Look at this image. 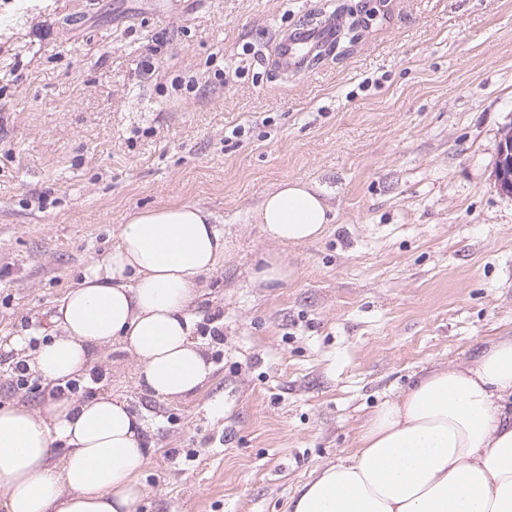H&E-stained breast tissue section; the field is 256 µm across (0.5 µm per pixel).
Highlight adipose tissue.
<instances>
[{
	"instance_id": "ef3b65f1",
	"label": "adipose tissue",
	"mask_w": 512,
	"mask_h": 512,
	"mask_svg": "<svg viewBox=\"0 0 512 512\" xmlns=\"http://www.w3.org/2000/svg\"><path fill=\"white\" fill-rule=\"evenodd\" d=\"M256 220L288 245L319 239L330 217L317 189L287 179ZM225 248L197 205L132 213L117 246L61 300L28 370L63 388L90 379L94 349L118 342L149 395L195 394L212 365L188 309ZM146 430L107 393L0 404V512H135L152 455ZM288 512H512V337L418 375L366 420L351 455L313 471Z\"/></svg>"
}]
</instances>
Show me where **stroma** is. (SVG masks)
I'll return each instance as SVG.
<instances>
[{"label":"stroma","instance_id":"obj_1","mask_svg":"<svg viewBox=\"0 0 512 512\" xmlns=\"http://www.w3.org/2000/svg\"><path fill=\"white\" fill-rule=\"evenodd\" d=\"M345 2L363 36L286 73L278 42L336 0H0V403L46 401L17 367L130 213L197 204L230 246L191 307L204 387L151 397L117 343L77 390L147 421L136 512H286L415 374L512 336V0ZM287 179L320 239L256 223ZM271 253L293 274L257 284ZM495 177L500 189L507 194H512V127L510 126H506L501 132ZM308 182L284 180L256 210L257 224L279 244H303L319 239L330 224L329 208Z\"/></svg>","mask_w":512,"mask_h":512}]
</instances>
